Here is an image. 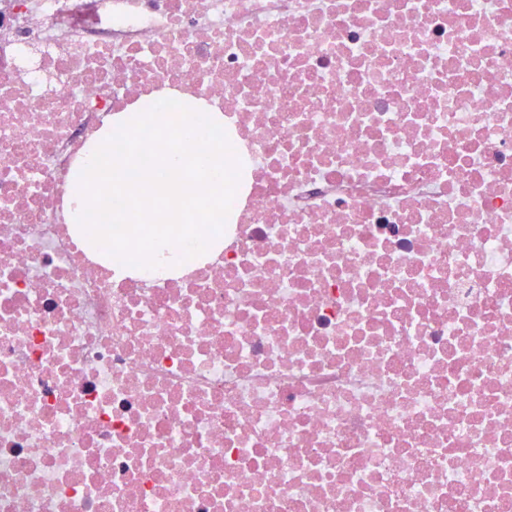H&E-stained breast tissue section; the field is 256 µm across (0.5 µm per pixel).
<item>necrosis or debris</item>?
<instances>
[{"label": "necrosis or debris", "mask_w": 512, "mask_h": 512, "mask_svg": "<svg viewBox=\"0 0 512 512\" xmlns=\"http://www.w3.org/2000/svg\"><path fill=\"white\" fill-rule=\"evenodd\" d=\"M147 93L241 165L175 276L69 222ZM0 512H512V0H0Z\"/></svg>", "instance_id": "1"}]
</instances>
